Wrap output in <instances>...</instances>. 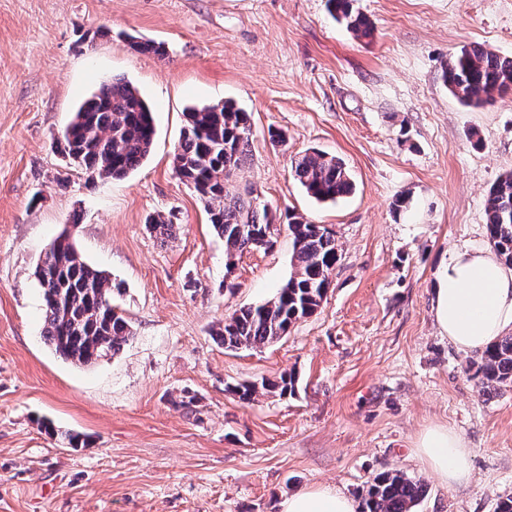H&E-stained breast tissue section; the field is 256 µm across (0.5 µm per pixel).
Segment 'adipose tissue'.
<instances>
[{
  "label": "adipose tissue",
  "instance_id": "ef3b65f1",
  "mask_svg": "<svg viewBox=\"0 0 512 512\" xmlns=\"http://www.w3.org/2000/svg\"><path fill=\"white\" fill-rule=\"evenodd\" d=\"M432 309L441 333L457 349L485 350L512 330V268L492 247L460 246L436 277ZM418 456L443 484L471 479L470 450L452 428L435 425L421 436ZM353 501L338 490L306 489L280 504V512H355Z\"/></svg>",
  "mask_w": 512,
  "mask_h": 512
}]
</instances>
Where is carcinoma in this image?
I'll return each instance as SVG.
<instances>
[{
  "mask_svg": "<svg viewBox=\"0 0 512 512\" xmlns=\"http://www.w3.org/2000/svg\"><path fill=\"white\" fill-rule=\"evenodd\" d=\"M331 16L361 36L372 34L371 22L354 10L353 0H326ZM123 40L141 53L166 55L165 45L128 33ZM442 79L448 91L466 106L490 103L512 94V57L474 45L448 58ZM186 128L173 156L177 176L190 184L204 203L209 222L224 239L228 265L245 252L267 249L276 232L267 208L253 191L226 192V182L243 165L251 146L249 113L226 101L191 107ZM151 108L143 95L119 78L106 80L74 112L57 144L64 157L92 178H123L137 169L154 143ZM294 176L308 196L336 201L355 184L343 161L320 151H306L294 162ZM488 240L502 260L512 265V172L490 188L484 203ZM293 271L276 297L257 306H243L224 319L218 335L227 349H254L277 342L300 320L320 307L338 261L332 232L298 215L288 216ZM55 239L36 275L44 292V336L55 352L79 365L116 354L132 336L127 318L112 305L109 275L79 256L71 234ZM480 391L512 386V335L498 338L473 363ZM279 396L295 393V377L242 383L229 387L243 403L260 391ZM419 480L393 470L378 474L362 498V512H412L426 494Z\"/></svg>",
  "mask_w": 512,
  "mask_h": 512,
  "instance_id": "carcinoma-1",
  "label": "carcinoma"
}]
</instances>
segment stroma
<instances>
[{
    "label": "stroma",
    "mask_w": 512,
    "mask_h": 512,
    "mask_svg": "<svg viewBox=\"0 0 512 512\" xmlns=\"http://www.w3.org/2000/svg\"><path fill=\"white\" fill-rule=\"evenodd\" d=\"M354 6L372 37L325 0H0V512H280L321 486L360 500L391 470L425 484L414 512H495L512 496V387L482 395L477 353L432 312L439 267L455 246L485 245V195L512 171V95L462 105L442 69L474 44L512 56V0ZM124 32L167 57L130 50ZM112 77L146 98L156 136L127 177L93 181L54 137ZM227 100L251 115L252 156L226 189L252 187L278 227L230 269L172 168L187 109ZM309 149L343 160L352 194H306L292 162ZM292 214L333 231L332 284L282 340L225 348L213 328L287 281ZM157 215L172 236L150 228ZM66 229L122 283L112 303L133 332L90 366L42 336L35 269ZM288 373L291 396L244 404L226 390ZM434 425L465 439L469 484L421 463ZM65 431L87 447L62 445ZM353 0H326L331 16L348 30L361 36L372 34L371 22L362 13L354 10Z\"/></svg>",
    "instance_id": "obj_1"
}]
</instances>
